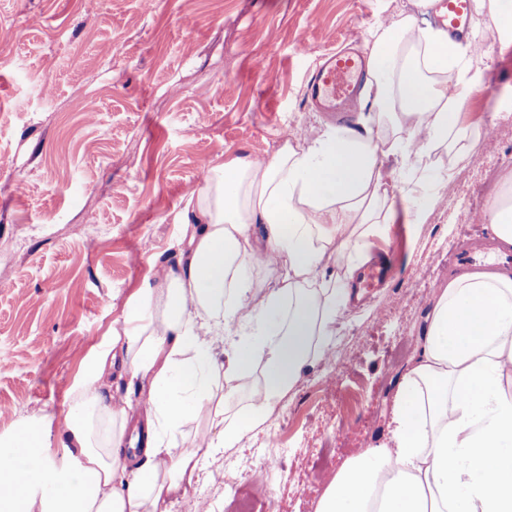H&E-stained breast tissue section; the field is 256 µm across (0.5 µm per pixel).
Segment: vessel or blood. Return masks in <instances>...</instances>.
Masks as SVG:
<instances>
[{
    "mask_svg": "<svg viewBox=\"0 0 512 512\" xmlns=\"http://www.w3.org/2000/svg\"><path fill=\"white\" fill-rule=\"evenodd\" d=\"M473 0H433L431 19L435 26L456 40L470 39L469 22ZM368 69L365 57L353 50L326 54L310 73L304 88L305 104L346 121L358 105L362 80Z\"/></svg>",
    "mask_w": 512,
    "mask_h": 512,
    "instance_id": "b4317fda",
    "label": "vessel or blood"
}]
</instances>
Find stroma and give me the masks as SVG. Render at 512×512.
I'll use <instances>...</instances> for the list:
<instances>
[{"label": "stroma", "instance_id": "stroma-1", "mask_svg": "<svg viewBox=\"0 0 512 512\" xmlns=\"http://www.w3.org/2000/svg\"><path fill=\"white\" fill-rule=\"evenodd\" d=\"M427 13L416 0H0V435L24 418L63 430L84 360L154 264H177L200 164L267 157L324 128L303 102L318 58ZM470 23L486 44L463 115L480 134L470 162L439 199L416 195L426 223L396 201L378 234L384 283L337 320L333 359L307 368L267 429L206 461L234 462L232 480L257 446L288 449L269 485L246 488L252 512H316L346 458L389 441L410 361L396 345L418 349L435 292L463 271L455 249L494 246L468 220L512 167V47L482 16ZM170 510L237 512L222 484L200 481Z\"/></svg>", "mask_w": 512, "mask_h": 512}]
</instances>
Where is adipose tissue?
I'll list each match as a JSON object with an SVG mask.
<instances>
[{
  "mask_svg": "<svg viewBox=\"0 0 512 512\" xmlns=\"http://www.w3.org/2000/svg\"><path fill=\"white\" fill-rule=\"evenodd\" d=\"M366 52L370 113L359 126L209 166L179 214L177 265L128 298L71 392L64 429L28 419L0 436V512H169L204 459L265 428L328 357L364 243L395 219L385 160L405 166L406 215L422 224L416 190L437 199L436 173L466 166L477 139L462 121L473 49L405 14L374 29ZM504 183L487 221L506 252L512 170ZM228 334L235 342L216 356ZM118 356L131 381L149 385L134 425L104 391ZM246 383L248 400L233 408ZM130 428L143 437L133 454ZM20 457L38 461L35 475ZM317 512H512L511 273L466 272L438 290L390 444L349 459Z\"/></svg>",
  "mask_w": 512,
  "mask_h": 512,
  "instance_id": "obj_1",
  "label": "adipose tissue"
}]
</instances>
